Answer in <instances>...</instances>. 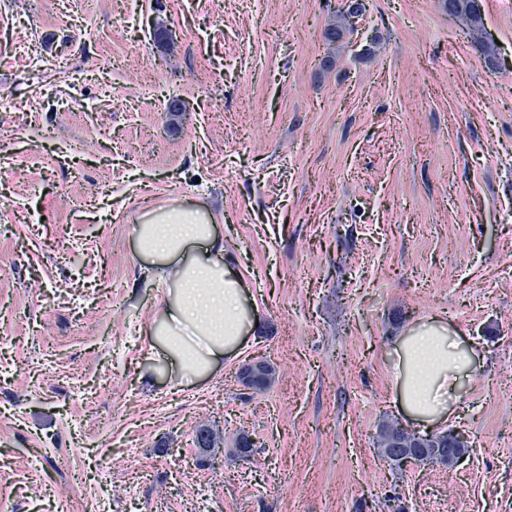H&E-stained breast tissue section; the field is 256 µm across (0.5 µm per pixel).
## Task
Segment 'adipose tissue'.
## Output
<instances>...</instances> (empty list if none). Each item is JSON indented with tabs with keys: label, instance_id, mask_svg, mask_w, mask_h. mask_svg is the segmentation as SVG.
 Masks as SVG:
<instances>
[{
	"label": "adipose tissue",
	"instance_id": "ef3b65f1",
	"mask_svg": "<svg viewBox=\"0 0 512 512\" xmlns=\"http://www.w3.org/2000/svg\"><path fill=\"white\" fill-rule=\"evenodd\" d=\"M219 220L212 210L170 202L144 214L136 229L140 257L171 294L146 334L170 373L189 382L236 356L261 323L242 276L227 261ZM393 353L401 406L422 425L446 422L448 403L472 366L460 334L447 323L421 321L399 336Z\"/></svg>",
	"mask_w": 512,
	"mask_h": 512
}]
</instances>
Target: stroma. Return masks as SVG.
Returning a JSON list of instances; mask_svg holds the SVG:
<instances>
[{"label":"stroma","mask_w":512,"mask_h":512,"mask_svg":"<svg viewBox=\"0 0 512 512\" xmlns=\"http://www.w3.org/2000/svg\"><path fill=\"white\" fill-rule=\"evenodd\" d=\"M361 2L330 42L345 0H0V512H65L68 467L83 512H512V0L481 46L443 0ZM174 200L223 213L262 314L190 384L143 335L135 227ZM428 319L474 353L468 448L399 472L391 348ZM360 0H347L345 4L344 14L341 18V24L327 33L329 40H336L342 38L345 34L352 33L354 30L353 25L350 23L351 19H354L362 12L363 5L359 3ZM263 361L258 362V364H248L241 373L244 385L255 392L265 390L270 385L274 376V367L268 361ZM238 377L241 384H243L240 372Z\"/></svg>","instance_id":"35a3bbf8"}]
</instances>
